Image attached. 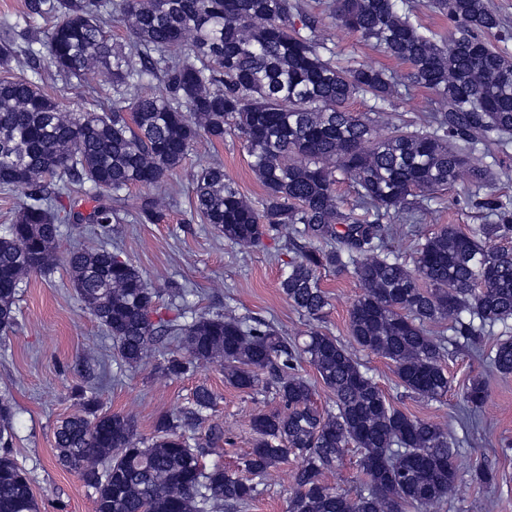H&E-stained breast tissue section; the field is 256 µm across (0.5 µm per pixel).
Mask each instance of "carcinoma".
I'll return each mask as SVG.
<instances>
[{"instance_id":"cac0c4a2","label":"carcinoma","mask_w":512,"mask_h":512,"mask_svg":"<svg viewBox=\"0 0 512 512\" xmlns=\"http://www.w3.org/2000/svg\"><path fill=\"white\" fill-rule=\"evenodd\" d=\"M428 6L448 19V37L413 21L397 0H332L329 21L306 18L300 27L301 0H25L23 23L0 25L3 69L22 55L39 73L45 45L65 81L100 69L112 80L111 106L92 97L74 111L33 79H0V189L23 196L14 222L0 229V332L15 325L20 285L61 263L122 363L139 366L175 342L164 376L217 362L227 384L270 386L283 404L253 418L257 439L242 461L248 479L203 464L224 441L221 426L192 441L216 403L207 386L160 417L150 438L77 390L80 411L55 427L57 461L93 491L95 512H237L257 494L252 479H272L290 457L298 463L287 512H437L452 497L451 429L391 406L347 345L317 329L299 343L271 322L185 306L164 316L160 291L107 242L112 225L130 215L119 206L126 189L155 190L136 219L157 220L166 176L198 140L220 143L233 130L263 196L245 200L222 166L204 165L192 175L191 218L242 249L278 239L295 251L280 288L313 321L328 306L321 271L352 269L362 288L349 311L354 343L390 360L406 392L446 396L448 345L512 320V197L486 162L512 149V55L492 42L501 21L487 0ZM49 20L44 43L39 22ZM111 21L126 27L129 45L112 42ZM336 25L407 64L406 73L355 59L340 65L329 47ZM146 79L162 91L142 93ZM407 85L435 94L438 109L382 129L384 106ZM357 98L373 109L351 111ZM463 177L489 221L467 232L446 225L414 246L409 266L390 244L399 223H418L438 192ZM340 178L356 194L347 213L336 196ZM86 184L97 197L93 210H65L63 199ZM68 223L90 225L103 242L59 252ZM443 322L452 337L428 329ZM303 359L333 393L334 408L315 405V386L298 373ZM489 360L512 375V337L498 341ZM487 398L482 380L462 389L470 413ZM14 415L1 396L0 512H40L30 473L10 451ZM351 446L361 450L366 485L355 495L321 479ZM470 476L482 486L497 480L480 463Z\"/></svg>"}]
</instances>
